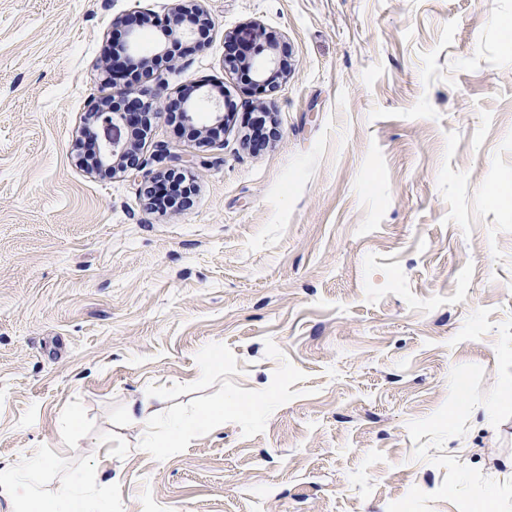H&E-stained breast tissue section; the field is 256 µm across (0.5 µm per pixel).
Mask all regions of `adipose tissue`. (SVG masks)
<instances>
[{
  "label": "adipose tissue",
  "instance_id": "1",
  "mask_svg": "<svg viewBox=\"0 0 512 512\" xmlns=\"http://www.w3.org/2000/svg\"><path fill=\"white\" fill-rule=\"evenodd\" d=\"M128 414L142 428L139 451L156 458L165 454L169 443L191 431H206L224 418L223 409L216 408L187 419L164 420L133 402L128 405ZM48 464L63 475L51 493L43 491L40 482ZM48 464L32 459L20 467L0 469V496L19 501L25 512H112L111 500L90 493L84 473L72 469L69 457L57 456Z\"/></svg>",
  "mask_w": 512,
  "mask_h": 512
}]
</instances>
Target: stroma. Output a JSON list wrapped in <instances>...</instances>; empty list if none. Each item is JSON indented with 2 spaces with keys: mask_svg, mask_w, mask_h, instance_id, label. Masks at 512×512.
<instances>
[{
  "mask_svg": "<svg viewBox=\"0 0 512 512\" xmlns=\"http://www.w3.org/2000/svg\"><path fill=\"white\" fill-rule=\"evenodd\" d=\"M214 25L160 68L199 85L192 204L88 173L112 22L173 0H0V468L67 451L112 512H512V0H198ZM280 37L275 90L224 38ZM276 136L251 147L257 104ZM219 352L207 373L199 367ZM223 405L160 459L126 410Z\"/></svg>",
  "mask_w": 512,
  "mask_h": 512,
  "instance_id": "35a3bbf8",
  "label": "stroma"
}]
</instances>
